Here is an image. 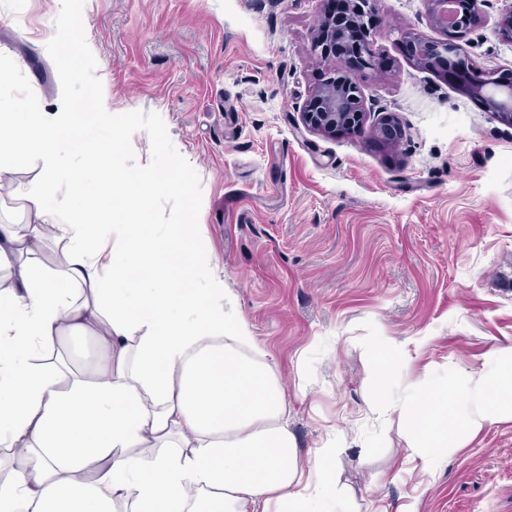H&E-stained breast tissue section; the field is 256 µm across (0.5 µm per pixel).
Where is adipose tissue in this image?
I'll return each instance as SVG.
<instances>
[{"instance_id": "1", "label": "adipose tissue", "mask_w": 512, "mask_h": 512, "mask_svg": "<svg viewBox=\"0 0 512 512\" xmlns=\"http://www.w3.org/2000/svg\"><path fill=\"white\" fill-rule=\"evenodd\" d=\"M101 107L0 108L28 219L0 225V447L19 462L0 512H340L327 443L301 465L288 400L195 224L144 212L176 179L113 169ZM101 356L57 367V346Z\"/></svg>"}]
</instances>
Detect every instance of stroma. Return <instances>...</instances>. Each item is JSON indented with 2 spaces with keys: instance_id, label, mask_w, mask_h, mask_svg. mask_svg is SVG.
I'll use <instances>...</instances> for the list:
<instances>
[{
  "instance_id": "1",
  "label": "stroma",
  "mask_w": 512,
  "mask_h": 512,
  "mask_svg": "<svg viewBox=\"0 0 512 512\" xmlns=\"http://www.w3.org/2000/svg\"><path fill=\"white\" fill-rule=\"evenodd\" d=\"M504 0H479L467 37L478 64L512 70L495 30ZM324 0H0V105L53 111L55 51L69 17L79 73L68 93L103 97L101 139L117 164L179 175L149 201L155 224H197L235 307L288 399L301 459L329 438L346 512H512V420L449 449L434 473L380 415L361 345L366 323L405 353L401 387L446 368L479 371L512 347V127L435 72L399 34L438 40L422 0H377L374 49L352 70L366 105L405 134L392 147L305 131L309 91L340 57L314 55Z\"/></svg>"
}]
</instances>
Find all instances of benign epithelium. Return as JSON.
Returning a JSON list of instances; mask_svg holds the SVG:
<instances>
[{
    "instance_id": "1",
    "label": "benign epithelium",
    "mask_w": 512,
    "mask_h": 512,
    "mask_svg": "<svg viewBox=\"0 0 512 512\" xmlns=\"http://www.w3.org/2000/svg\"><path fill=\"white\" fill-rule=\"evenodd\" d=\"M375 0H350L351 13L342 21L324 19L320 35L312 42L313 51L324 57L336 55V45L357 40V64L378 70L384 61L373 50L371 30L366 17ZM433 26L446 38L432 40L416 34L402 36L408 59L417 67L439 72L456 82L466 94L478 97L486 110L501 122L512 126V77L476 65L465 51L466 37L482 21L478 0H423ZM303 126L323 135L348 133L361 135L371 117L357 84L346 71H337L315 86L300 112ZM383 145L392 146L403 136V128L388 113L374 124Z\"/></svg>"
}]
</instances>
